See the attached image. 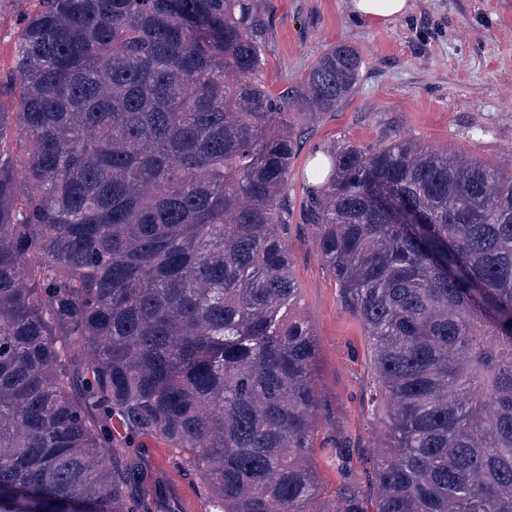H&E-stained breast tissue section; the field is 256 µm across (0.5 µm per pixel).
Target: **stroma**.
Returning <instances> with one entry per match:
<instances>
[{
	"label": "stroma",
	"mask_w": 512,
	"mask_h": 512,
	"mask_svg": "<svg viewBox=\"0 0 512 512\" xmlns=\"http://www.w3.org/2000/svg\"><path fill=\"white\" fill-rule=\"evenodd\" d=\"M347 0H254L261 23L262 78L273 97L288 96L289 130L298 144L288 175V258L301 313L319 350L320 421L339 428L350 446L355 478L371 487L376 430L371 345L363 323L345 309L336 278L300 215L318 152L349 144L372 150L412 139L512 171V0H414L389 26L353 20ZM39 0H0V74L14 64L21 12ZM345 44L363 60L354 92L321 112L299 93L312 66ZM140 446L163 482L159 512H205L199 480L176 464L178 452L152 437Z\"/></svg>",
	"instance_id": "stroma-1"
}]
</instances>
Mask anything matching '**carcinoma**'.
I'll list each match as a JSON object with an SVG mask.
<instances>
[{"instance_id": "1", "label": "carcinoma", "mask_w": 512, "mask_h": 512, "mask_svg": "<svg viewBox=\"0 0 512 512\" xmlns=\"http://www.w3.org/2000/svg\"><path fill=\"white\" fill-rule=\"evenodd\" d=\"M39 2L0 106V512H151L143 435L215 512H512V174L398 140L308 191L386 405L373 498L329 429L325 499L251 0ZM361 68L336 45L299 98L330 111ZM321 437L322 436L320 432L318 434V440L316 444L317 450L314 455V464L320 480L324 486L326 492L325 496H334L338 494L339 488L341 487V481L338 474L336 473V463L332 461L327 451L318 449Z\"/></svg>"}]
</instances>
